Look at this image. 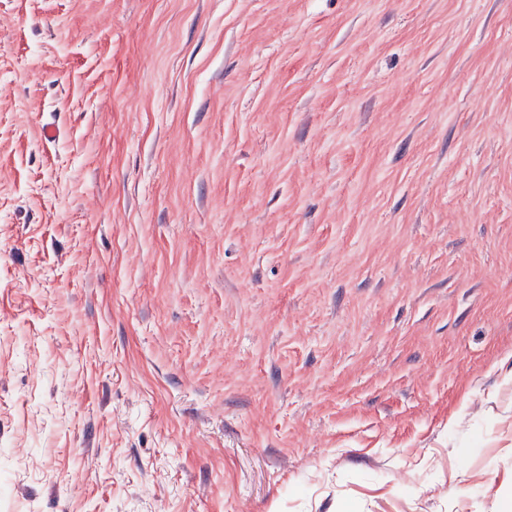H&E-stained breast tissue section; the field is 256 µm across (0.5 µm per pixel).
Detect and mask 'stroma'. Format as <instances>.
<instances>
[{"label": "stroma", "instance_id": "1", "mask_svg": "<svg viewBox=\"0 0 512 512\" xmlns=\"http://www.w3.org/2000/svg\"><path fill=\"white\" fill-rule=\"evenodd\" d=\"M0 512H512V0H0Z\"/></svg>", "mask_w": 512, "mask_h": 512}]
</instances>
